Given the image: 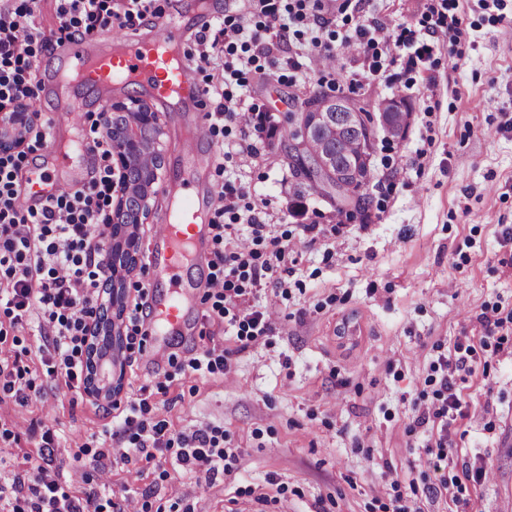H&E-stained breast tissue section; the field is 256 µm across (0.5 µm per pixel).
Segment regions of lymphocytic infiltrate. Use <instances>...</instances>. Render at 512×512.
I'll return each instance as SVG.
<instances>
[{
  "instance_id": "obj_1",
  "label": "lymphocytic infiltrate",
  "mask_w": 512,
  "mask_h": 512,
  "mask_svg": "<svg viewBox=\"0 0 512 512\" xmlns=\"http://www.w3.org/2000/svg\"><path fill=\"white\" fill-rule=\"evenodd\" d=\"M126 2L124 12L117 13L109 0H60L61 23L56 38L50 39L34 25L39 0H12L0 11V99L27 111L35 97L27 77L33 44L47 49L53 41L79 40L99 27H127L134 17L143 16L145 0ZM355 37L392 57L407 47L419 58L432 52L431 45L418 40L409 28L394 33L379 24L360 25ZM16 167L14 154H0V300H5L7 312L17 322L38 309L48 327L42 340L57 353L61 375L67 384H80L85 371L82 356L95 315L93 295L112 272V250L104 233L112 222L105 211L112 198V175L104 173L99 184L81 196L52 195L40 208L26 209L14 189ZM285 253V246L278 242L264 257L252 248L216 250L211 265L217 275L210 285L225 304L243 306L247 286H260L266 271L281 262ZM467 363L464 354L442 361V399L432 411L433 419L444 423L459 411L462 402L455 374ZM139 411L140 419L125 421L132 446L118 449L117 458L126 460L134 451L144 454L151 448L173 446L182 465L205 475L229 470V454L218 448L208 432L197 430L173 440L165 435V421L150 417L147 401H140ZM8 497L15 500L12 512H86L82 498L58 495L55 480L41 464L11 484H0V500Z\"/></svg>"
}]
</instances>
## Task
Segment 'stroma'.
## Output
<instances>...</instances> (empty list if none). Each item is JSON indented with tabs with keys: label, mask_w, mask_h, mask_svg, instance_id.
Segmentation results:
<instances>
[{
	"label": "stroma",
	"mask_w": 512,
	"mask_h": 512,
	"mask_svg": "<svg viewBox=\"0 0 512 512\" xmlns=\"http://www.w3.org/2000/svg\"><path fill=\"white\" fill-rule=\"evenodd\" d=\"M213 2L215 16L189 12L183 31L185 63L205 92L200 113L148 101L162 128V189L133 229L137 264L114 274L122 290L112 326L126 338L132 310L154 309L147 255L168 219L164 186L182 172L184 130L195 125L200 149L213 154L196 179L212 213L223 211L221 186L232 182L258 208L266 240L289 247L270 287L246 295L258 310L274 303L276 323L245 338L219 314L208 295L212 241L190 314L196 333L160 357L153 340L125 342L89 393L50 374L54 352L40 347L38 315L15 325L0 310V362L23 360L36 391L25 402L0 392V480L25 475L47 427L59 493L91 496L99 512L128 499L144 512H393L399 502L415 512H512V0H447L464 31L454 49L390 64L382 78L356 45L341 66H317L313 36L334 47L369 20L426 40L428 0H349L342 13L325 0L287 36L271 32L232 51L218 37L223 22L249 31L265 19L254 0ZM67 52L35 49L30 73L34 124L63 138L77 126L85 146L80 173L56 177L57 193L72 197L104 165L90 130L103 107L84 87L85 111L70 122L59 114L52 75ZM203 53L209 66L199 64ZM243 57L252 64L240 87L228 69ZM227 89L282 128L294 104L319 91L367 104L405 99V137L375 130L367 215L336 214L315 191L296 199L288 140L261 130L245 144L235 123H211ZM307 224L317 225L316 239ZM487 317L503 322L491 336ZM460 345L471 347L472 369L458 383L462 415L444 428L423 416L438 403L439 359ZM227 348L235 355L226 368L218 357ZM143 399L171 435L213 432L235 455L229 472L206 478L171 451L114 460L108 450ZM443 431L451 449L440 461L428 449Z\"/></svg>",
	"instance_id": "35a3bbf8"
}]
</instances>
